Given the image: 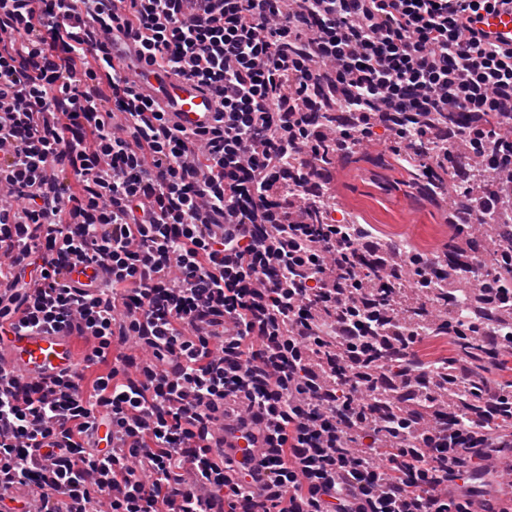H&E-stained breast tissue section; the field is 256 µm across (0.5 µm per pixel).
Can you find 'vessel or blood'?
<instances>
[{
  "label": "vessel or blood",
  "mask_w": 512,
  "mask_h": 512,
  "mask_svg": "<svg viewBox=\"0 0 512 512\" xmlns=\"http://www.w3.org/2000/svg\"><path fill=\"white\" fill-rule=\"evenodd\" d=\"M476 28L484 43L503 50L512 49V0H505L496 11L485 16ZM140 47L131 37L121 36L110 51L140 95L152 98L166 114L169 124L189 132H202L216 126L222 116L216 96L178 72L147 65ZM81 357L80 338L70 328H21L18 333L0 338V373L25 380L51 383L71 373ZM264 424L248 430L217 423L214 438L220 456L248 462L253 484H263L268 453Z\"/></svg>",
  "instance_id": "b4317fda"
}]
</instances>
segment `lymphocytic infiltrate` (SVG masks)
<instances>
[{
    "mask_svg": "<svg viewBox=\"0 0 512 512\" xmlns=\"http://www.w3.org/2000/svg\"><path fill=\"white\" fill-rule=\"evenodd\" d=\"M0 0V336L73 325L92 351L54 383L0 376V512H512L499 470L512 389V51L481 43L498 0ZM222 102L170 126L106 50L112 31ZM467 113L466 124L436 125ZM400 163L490 180L452 199L500 227L465 328L488 355L412 352L457 297L437 261L365 225L304 223L327 160L375 129ZM100 267L74 285V263ZM477 383L478 414L435 407ZM266 423L267 481L210 455L204 400Z\"/></svg>",
    "mask_w": 512,
    "mask_h": 512,
    "instance_id": "1",
    "label": "lymphocytic infiltrate"
}]
</instances>
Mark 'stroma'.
Listing matches in <instances>:
<instances>
[{"label": "stroma", "instance_id": "1", "mask_svg": "<svg viewBox=\"0 0 512 512\" xmlns=\"http://www.w3.org/2000/svg\"><path fill=\"white\" fill-rule=\"evenodd\" d=\"M331 179L344 211L360 215L377 238L406 237L419 250L435 253L455 234L440 205L394 162L387 146L359 151Z\"/></svg>", "mask_w": 512, "mask_h": 512}]
</instances>
